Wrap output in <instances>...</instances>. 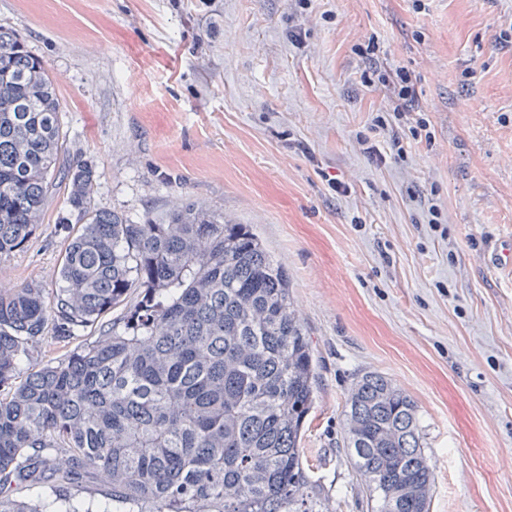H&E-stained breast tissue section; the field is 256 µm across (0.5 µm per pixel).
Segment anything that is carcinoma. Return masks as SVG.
<instances>
[{"instance_id":"obj_1","label":"carcinoma","mask_w":512,"mask_h":512,"mask_svg":"<svg viewBox=\"0 0 512 512\" xmlns=\"http://www.w3.org/2000/svg\"><path fill=\"white\" fill-rule=\"evenodd\" d=\"M44 65L0 29V261L63 191L59 285L0 288V512H94L67 490L103 480L102 512H322L302 460L316 367L288 274L248 224L194 203L132 221L93 204L67 157ZM42 362L48 338L69 344ZM30 371L18 380L23 363ZM344 447L372 512H429L433 469L413 398L366 372ZM26 488L48 504L16 499Z\"/></svg>"}]
</instances>
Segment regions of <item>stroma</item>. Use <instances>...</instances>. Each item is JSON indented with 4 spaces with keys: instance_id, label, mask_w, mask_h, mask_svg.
I'll return each mask as SVG.
<instances>
[{
    "instance_id": "35a3bbf8",
    "label": "stroma",
    "mask_w": 512,
    "mask_h": 512,
    "mask_svg": "<svg viewBox=\"0 0 512 512\" xmlns=\"http://www.w3.org/2000/svg\"><path fill=\"white\" fill-rule=\"evenodd\" d=\"M0 28L52 78L95 206H207L285 267L317 364L302 448L328 512H370L343 446L369 371L417 404L430 512H512V266L486 260L512 240V0H0ZM398 67L428 136L374 126L390 90L371 75ZM66 213L49 196L0 288L55 287Z\"/></svg>"
}]
</instances>
